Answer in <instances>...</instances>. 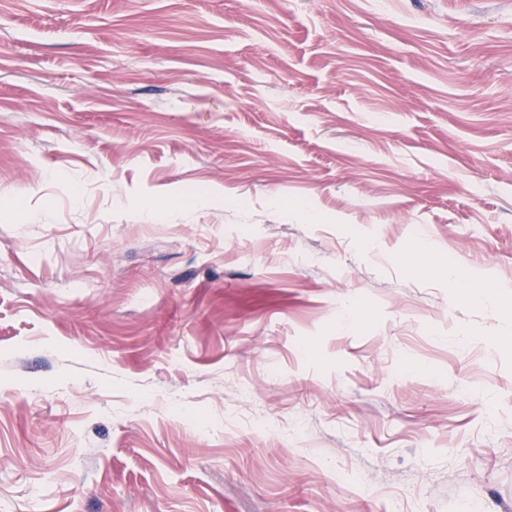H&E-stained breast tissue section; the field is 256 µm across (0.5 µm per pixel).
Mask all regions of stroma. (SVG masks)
I'll return each instance as SVG.
<instances>
[{"label":"stroma","instance_id":"obj_1","mask_svg":"<svg viewBox=\"0 0 512 512\" xmlns=\"http://www.w3.org/2000/svg\"><path fill=\"white\" fill-rule=\"evenodd\" d=\"M0 512H512V0H0Z\"/></svg>","mask_w":512,"mask_h":512}]
</instances>
